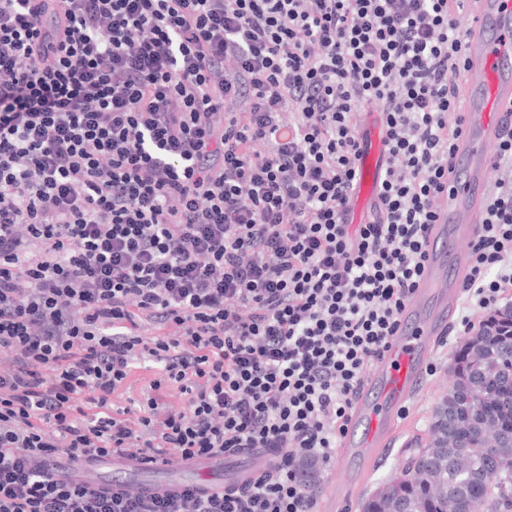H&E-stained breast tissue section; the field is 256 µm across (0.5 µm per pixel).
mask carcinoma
<instances>
[{
  "label": "carcinoma",
  "mask_w": 512,
  "mask_h": 512,
  "mask_svg": "<svg viewBox=\"0 0 512 512\" xmlns=\"http://www.w3.org/2000/svg\"><path fill=\"white\" fill-rule=\"evenodd\" d=\"M512 328L482 324L457 352L460 381L436 406L427 437L415 440L407 466L363 505V512H448L456 502L480 512H512ZM483 344L478 362L467 348ZM502 442L500 455L484 453ZM488 471L500 473L491 484Z\"/></svg>",
  "instance_id": "1"
}]
</instances>
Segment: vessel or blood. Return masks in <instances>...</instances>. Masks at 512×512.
I'll use <instances>...</instances> for the list:
<instances>
[{"label": "vessel or blood", "mask_w": 512, "mask_h": 512, "mask_svg": "<svg viewBox=\"0 0 512 512\" xmlns=\"http://www.w3.org/2000/svg\"><path fill=\"white\" fill-rule=\"evenodd\" d=\"M460 18L465 107L449 159L454 172L440 195L436 221L427 229V259L400 315L399 329L353 403L342 442L351 455L386 446L401 408L418 387L438 336L448 328L456 285L467 268L470 244L481 220L494 148L512 129V0H477ZM384 167L382 134L363 139L358 174L363 199L375 193ZM111 465L115 473L137 477L149 495L188 488L213 494L224 489L220 457L179 461L174 469L180 477L169 483L154 477L165 466L157 457L115 459Z\"/></svg>", "instance_id": "obj_1"}]
</instances>
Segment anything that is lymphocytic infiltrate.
Wrapping results in <instances>:
<instances>
[{
	"label": "lymphocytic infiltrate",
	"instance_id": "1",
	"mask_svg": "<svg viewBox=\"0 0 512 512\" xmlns=\"http://www.w3.org/2000/svg\"><path fill=\"white\" fill-rule=\"evenodd\" d=\"M467 2L0 0V512H316L422 273ZM463 288L512 292V132ZM115 452L263 464L210 495L54 477ZM376 119V134L362 140V150L359 160L358 181L363 205L372 197L378 188L385 167V145L381 133L380 112H369Z\"/></svg>",
	"mask_w": 512,
	"mask_h": 512
}]
</instances>
